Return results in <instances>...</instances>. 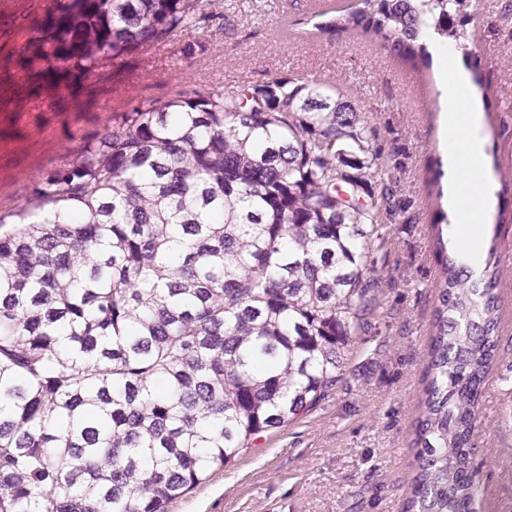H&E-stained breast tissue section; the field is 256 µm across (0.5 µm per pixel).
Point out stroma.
Returning a JSON list of instances; mask_svg holds the SVG:
<instances>
[{
	"mask_svg": "<svg viewBox=\"0 0 512 512\" xmlns=\"http://www.w3.org/2000/svg\"><path fill=\"white\" fill-rule=\"evenodd\" d=\"M356 0H217L223 23L190 27L168 45L132 54L66 86L34 81L22 51L54 0H0V206L18 204L42 174L73 158L85 134L144 96L168 99L186 83L226 89L302 77L354 105L371 150L386 163L395 196L367 266L377 305L343 354L333 394L260 437L166 512H402L414 475L413 426L438 305L432 252L436 184L446 181L434 68L415 71L389 48L353 33L319 35L317 13ZM464 42L438 36L475 92L493 185L484 248L500 259L497 358L485 378L472 465L477 512H512V0H470ZM207 50L181 56L186 45Z\"/></svg>",
	"mask_w": 512,
	"mask_h": 512,
	"instance_id": "35a3bbf8",
	"label": "stroma"
}]
</instances>
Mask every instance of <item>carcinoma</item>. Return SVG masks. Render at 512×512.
<instances>
[{
    "label": "carcinoma",
    "mask_w": 512,
    "mask_h": 512,
    "mask_svg": "<svg viewBox=\"0 0 512 512\" xmlns=\"http://www.w3.org/2000/svg\"><path fill=\"white\" fill-rule=\"evenodd\" d=\"M467 2L358 0L314 28H359L418 70L422 27L457 38ZM223 17L213 0H56L26 48L40 75L87 77ZM362 142L355 109L318 83L191 84L114 115L0 208V512H165L330 395L374 310L382 212L340 169ZM357 169L386 174L378 155ZM436 220L405 512H474L501 271L469 282Z\"/></svg>",
    "instance_id": "1"
}]
</instances>
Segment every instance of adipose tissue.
<instances>
[{"label":"adipose tissue","mask_w":512,"mask_h":512,"mask_svg":"<svg viewBox=\"0 0 512 512\" xmlns=\"http://www.w3.org/2000/svg\"><path fill=\"white\" fill-rule=\"evenodd\" d=\"M444 112L441 142L448 159L449 198L454 214V242L466 258V273L478 277L483 246L482 224L490 198L481 115L472 102L468 76L456 67L452 52L437 53Z\"/></svg>","instance_id":"1"}]
</instances>
